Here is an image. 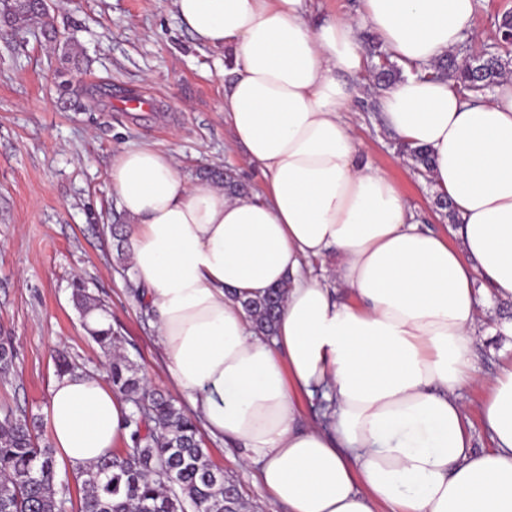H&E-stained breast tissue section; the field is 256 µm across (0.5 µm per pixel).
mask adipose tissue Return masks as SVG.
<instances>
[{"instance_id":"obj_1","label":"adipose tissue","mask_w":512,"mask_h":512,"mask_svg":"<svg viewBox=\"0 0 512 512\" xmlns=\"http://www.w3.org/2000/svg\"><path fill=\"white\" fill-rule=\"evenodd\" d=\"M182 27L226 52L224 118L260 191L229 196L167 150L125 148L108 178L176 390L204 429L242 448L287 512H512V360L479 377L477 288L512 299V76L476 98L407 76L380 100L387 127L429 150L454 204L420 228L342 117L364 66L361 30L428 66L474 29V0H359L318 17L306 0H173ZM335 255L333 276L312 263ZM282 286L273 335L246 298ZM483 387L473 446L464 390ZM321 396L299 424L298 395ZM129 403L100 376L58 377L45 420L79 468L128 437Z\"/></svg>"}]
</instances>
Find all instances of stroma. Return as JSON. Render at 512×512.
<instances>
[{"label":"stroma","instance_id":"35a3bbf8","mask_svg":"<svg viewBox=\"0 0 512 512\" xmlns=\"http://www.w3.org/2000/svg\"><path fill=\"white\" fill-rule=\"evenodd\" d=\"M50 13L79 53V67L62 63L61 52L34 33L0 34V336L16 349L12 369L0 373V412L37 418L59 354L87 373L100 372L104 360L72 301L76 279L105 305L149 387L175 392L154 317L113 248V157L131 143L154 144L172 151L188 177L225 168L252 190L262 184L224 121V55L193 40L172 0H52ZM349 83L355 93L346 119L364 158L398 185L424 226L446 232L449 220L429 182L382 122V89L365 70ZM141 95L151 99L150 110L124 108ZM481 310L486 327L497 330L477 340V365L488 377L512 359V338L499 332L512 321V302L491 297ZM203 442L210 460L235 479L249 512H286L269 500L255 469L241 466L240 448L209 436Z\"/></svg>","mask_w":512,"mask_h":512}]
</instances>
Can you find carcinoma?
Returning <instances> with one entry per match:
<instances>
[{
  "label": "carcinoma",
  "mask_w": 512,
  "mask_h": 512,
  "mask_svg": "<svg viewBox=\"0 0 512 512\" xmlns=\"http://www.w3.org/2000/svg\"><path fill=\"white\" fill-rule=\"evenodd\" d=\"M7 23L19 31L28 23L40 25L52 42L59 31L50 12L37 11L25 0H11L4 12ZM377 85L387 88L404 77V69L390 56L379 57ZM509 70L508 55L494 52L470 60L464 67L449 54L429 67H414L411 74L434 72L467 88L478 96L496 85ZM403 155L423 174L431 165L429 151L421 146L401 145ZM205 177L224 184L234 195L248 193L247 187L229 172L209 170ZM284 298V289L272 287L260 298L243 301L254 329L269 336L274 332ZM73 300L84 318L102 310L85 286L73 284ZM92 339L106 356L103 363L112 389L132 404L127 424L130 444L119 453L77 470L83 495L79 512H244L245 503L224 470L209 459L202 446L198 420L177 407L173 400L151 390L139 368L127 357L112 354L119 337L112 325L88 328ZM14 348L0 339V372L13 365ZM58 462L52 448L39 446L33 423L25 414L8 410L0 416V512H66L69 487L57 482Z\"/></svg>",
  "instance_id": "carcinoma-1"
}]
</instances>
